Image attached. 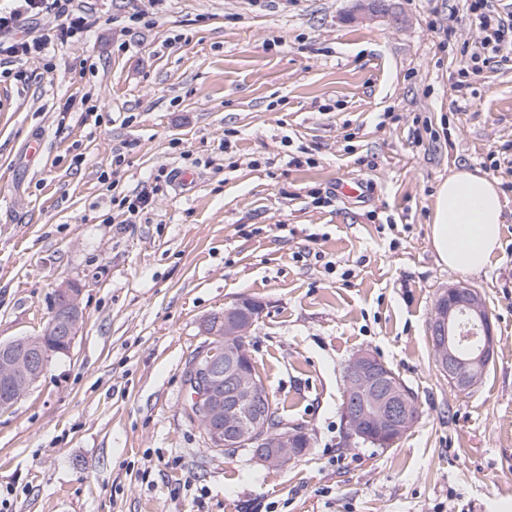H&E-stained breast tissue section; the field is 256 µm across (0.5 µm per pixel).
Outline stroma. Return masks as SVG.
Masks as SVG:
<instances>
[{"mask_svg":"<svg viewBox=\"0 0 512 512\" xmlns=\"http://www.w3.org/2000/svg\"><path fill=\"white\" fill-rule=\"evenodd\" d=\"M71 5L87 36L0 76V340L39 334L62 282L83 309L70 353L0 413V512H512V175H495L505 222L484 271L440 265L429 233L438 185L512 150V41L460 93L481 38L464 0L358 21V0ZM161 169L191 182L128 221L113 196ZM357 180L356 198L309 195ZM458 282L497 341L465 392L430 340ZM240 298L263 305L247 349L275 418L310 441L283 468L211 450L187 414L200 324ZM362 350L418 398L389 448L344 443Z\"/></svg>","mask_w":512,"mask_h":512,"instance_id":"1","label":"stroma"}]
</instances>
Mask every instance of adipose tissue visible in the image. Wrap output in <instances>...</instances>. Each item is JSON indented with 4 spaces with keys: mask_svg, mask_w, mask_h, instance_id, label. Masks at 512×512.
<instances>
[{
    "mask_svg": "<svg viewBox=\"0 0 512 512\" xmlns=\"http://www.w3.org/2000/svg\"><path fill=\"white\" fill-rule=\"evenodd\" d=\"M504 203L497 182L459 169L437 188L430 242L440 264L462 274L487 268L501 246Z\"/></svg>",
    "mask_w": 512,
    "mask_h": 512,
    "instance_id": "1",
    "label": "adipose tissue"
}]
</instances>
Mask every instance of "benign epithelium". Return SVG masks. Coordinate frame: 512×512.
Segmentation results:
<instances>
[{
    "instance_id": "obj_1",
    "label": "benign epithelium",
    "mask_w": 512,
    "mask_h": 512,
    "mask_svg": "<svg viewBox=\"0 0 512 512\" xmlns=\"http://www.w3.org/2000/svg\"><path fill=\"white\" fill-rule=\"evenodd\" d=\"M62 313L48 321L42 334L0 342V382L9 386L11 399L0 400V410L11 408L39 381L47 364L44 338H62L71 349L83 319L81 288L63 283L57 288ZM261 303L242 298L221 312L206 316L202 334L223 342L221 350H205L193 367V416L213 450L249 448L268 467H285L308 447L305 433L286 423L270 425L265 410L272 396L265 382L246 368L250 356L246 338L261 318ZM473 326L480 344L464 357L461 341L465 325ZM435 364L458 390L475 387L494 359L496 339L491 314L480 291L462 284L444 289L431 325ZM345 390L341 413L348 441L382 446L395 443L418 421L417 400L408 387L373 353L361 351L344 366Z\"/></svg>"
}]
</instances>
